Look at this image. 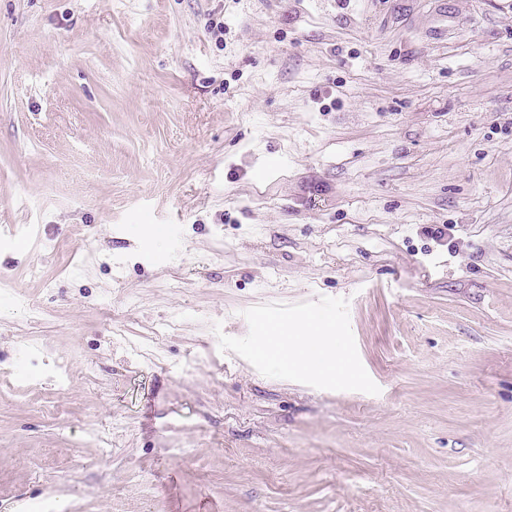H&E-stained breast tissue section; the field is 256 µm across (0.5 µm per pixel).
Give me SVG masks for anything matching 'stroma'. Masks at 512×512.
Listing matches in <instances>:
<instances>
[{
    "mask_svg": "<svg viewBox=\"0 0 512 512\" xmlns=\"http://www.w3.org/2000/svg\"><path fill=\"white\" fill-rule=\"evenodd\" d=\"M37 506L512 512V0H0V512ZM272 334L268 337L271 347L299 368L318 373L336 368L333 338L323 333L318 320H301L289 329L276 328Z\"/></svg>",
    "mask_w": 512,
    "mask_h": 512,
    "instance_id": "35a3bbf8",
    "label": "stroma"
}]
</instances>
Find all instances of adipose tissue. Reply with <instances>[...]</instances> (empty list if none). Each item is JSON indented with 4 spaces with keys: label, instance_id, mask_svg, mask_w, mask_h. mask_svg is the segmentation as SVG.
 Segmentation results:
<instances>
[{
    "label": "adipose tissue",
    "instance_id": "1",
    "mask_svg": "<svg viewBox=\"0 0 512 512\" xmlns=\"http://www.w3.org/2000/svg\"><path fill=\"white\" fill-rule=\"evenodd\" d=\"M269 343L280 355L311 372H324L336 363L332 337L324 334L322 324L313 318L274 329Z\"/></svg>",
    "mask_w": 512,
    "mask_h": 512
}]
</instances>
